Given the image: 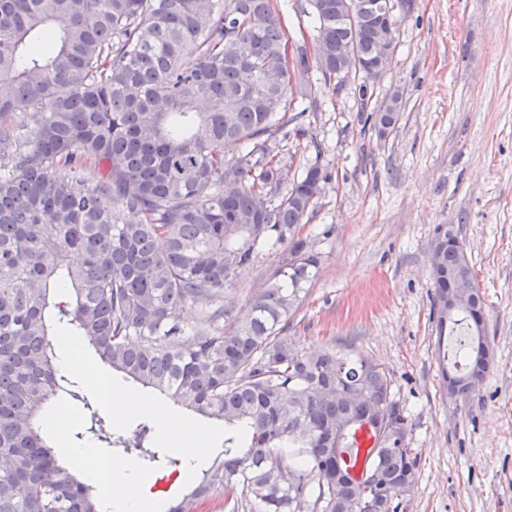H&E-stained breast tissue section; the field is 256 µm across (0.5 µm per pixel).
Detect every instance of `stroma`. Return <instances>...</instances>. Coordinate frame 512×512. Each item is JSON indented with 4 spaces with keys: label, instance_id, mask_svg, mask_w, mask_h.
<instances>
[{
    "label": "stroma",
    "instance_id": "stroma-1",
    "mask_svg": "<svg viewBox=\"0 0 512 512\" xmlns=\"http://www.w3.org/2000/svg\"><path fill=\"white\" fill-rule=\"evenodd\" d=\"M295 100L305 137L279 133L283 186L309 165L326 176L301 226L322 256L288 334L303 352L350 351L385 369L418 456L406 512H512V0H412L387 78L326 82ZM401 96L386 138L367 113ZM452 226L487 304L495 363L470 396L450 393L438 354L430 273ZM262 252L228 294L242 320L284 257Z\"/></svg>",
    "mask_w": 512,
    "mask_h": 512
}]
</instances>
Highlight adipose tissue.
Instances as JSON below:
<instances>
[{"label": "adipose tissue", "instance_id": "ef3b65f1", "mask_svg": "<svg viewBox=\"0 0 512 512\" xmlns=\"http://www.w3.org/2000/svg\"><path fill=\"white\" fill-rule=\"evenodd\" d=\"M59 350L57 360L68 377L86 384L100 398L115 424H123L130 412L138 411L152 416L162 432H169L179 447L186 468H194L214 440L213 433L195 424L172 426L167 410L149 395L128 397L116 390L104 372L75 345L70 336L56 337ZM68 457L80 477L93 485L99 494L100 512H145L149 496L148 480L138 471L135 462L128 459L108 460L90 448H73Z\"/></svg>", "mask_w": 512, "mask_h": 512}]
</instances>
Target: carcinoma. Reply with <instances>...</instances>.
Returning a JSON list of instances; mask_svg holds the SVG:
<instances>
[{"label": "carcinoma", "mask_w": 512, "mask_h": 512, "mask_svg": "<svg viewBox=\"0 0 512 512\" xmlns=\"http://www.w3.org/2000/svg\"><path fill=\"white\" fill-rule=\"evenodd\" d=\"M318 65L345 80L348 54L378 55L389 0L353 21L344 0H310ZM274 0H0V512H99L95 487L60 464L39 419L59 394L83 402L97 442L148 470L180 471L142 420L114 431L60 372L52 323L99 359L182 409L224 424V451L167 512H404L417 455L379 364L306 354L288 336L321 256L299 237L311 166L282 190L272 139L296 124ZM395 93L368 115L378 137L399 120ZM230 144L242 146L234 159ZM288 247L248 317L224 325V295L257 256ZM431 251L436 300L473 276L453 229ZM200 308L193 326L177 310ZM479 312L440 337L443 360L473 364ZM372 427L359 485L357 433Z\"/></svg>", "instance_id": "cac0c4a2"}]
</instances>
